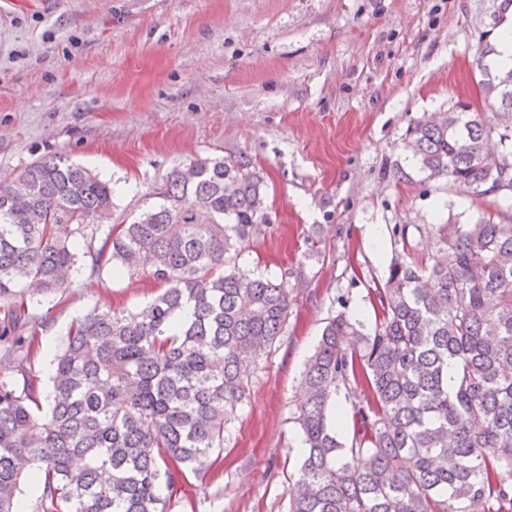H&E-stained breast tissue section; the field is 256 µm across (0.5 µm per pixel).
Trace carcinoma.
Returning a JSON list of instances; mask_svg holds the SVG:
<instances>
[{"label": "carcinoma", "mask_w": 512, "mask_h": 512, "mask_svg": "<svg viewBox=\"0 0 512 512\" xmlns=\"http://www.w3.org/2000/svg\"><path fill=\"white\" fill-rule=\"evenodd\" d=\"M492 115L441 112L407 129L426 178L476 196L512 161V69L479 64ZM174 166L156 202L94 246L112 190L56 155L0 178V512L43 477L42 512H169L162 490L210 469L247 401L252 364L288 322L286 282L239 264L268 228L250 160ZM428 261L399 256L374 289L375 323L328 319L304 372L302 462L288 512H512V224H433ZM144 275L163 292L135 311L76 319L55 358L48 411L34 375V284L64 294L80 275ZM345 407L331 418L330 409ZM351 437L341 441L339 426Z\"/></svg>", "instance_id": "cac0c4a2"}]
</instances>
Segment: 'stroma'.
I'll return each mask as SVG.
<instances>
[{"instance_id":"35a3bbf8","label":"stroma","mask_w":512,"mask_h":512,"mask_svg":"<svg viewBox=\"0 0 512 512\" xmlns=\"http://www.w3.org/2000/svg\"><path fill=\"white\" fill-rule=\"evenodd\" d=\"M503 4L0 0V175L49 155L94 169L112 185L111 224L131 222L188 160L242 155L267 183L269 226L240 262L286 281L287 327L257 362L217 469L189 475L170 512H287L302 372L326 318L373 325V289L394 255H428L429 225L512 224L511 197L429 180L404 144L408 127L456 102L490 111L478 62ZM160 292L107 269L41 297L40 395L46 354L75 318Z\"/></svg>"}]
</instances>
